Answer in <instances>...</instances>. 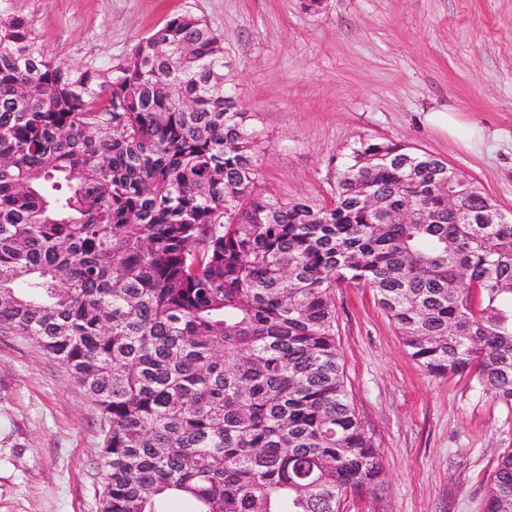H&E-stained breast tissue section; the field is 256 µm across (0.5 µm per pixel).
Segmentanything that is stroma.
Listing matches in <instances>:
<instances>
[{"label": "stroma", "mask_w": 512, "mask_h": 512, "mask_svg": "<svg viewBox=\"0 0 512 512\" xmlns=\"http://www.w3.org/2000/svg\"><path fill=\"white\" fill-rule=\"evenodd\" d=\"M39 40L70 65L123 62L189 13L224 37L239 103L257 113L260 185L330 203L333 167L364 136L423 149L512 213V0H27ZM454 112L455 134L429 119ZM349 395L384 460L344 512H484L512 410L470 374L407 355L369 289L337 286ZM100 413L27 336L0 332V512H99Z\"/></svg>", "instance_id": "35a3bbf8"}]
</instances>
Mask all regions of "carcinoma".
<instances>
[{
    "label": "carcinoma",
    "instance_id": "obj_1",
    "mask_svg": "<svg viewBox=\"0 0 512 512\" xmlns=\"http://www.w3.org/2000/svg\"><path fill=\"white\" fill-rule=\"evenodd\" d=\"M233 84L193 15L75 68L0 0V331L33 337L100 411L101 512H341L375 492L339 284L373 291L426 373L475 366L512 407V217L436 156L362 137L331 204L266 196ZM485 512H512V450Z\"/></svg>",
    "mask_w": 512,
    "mask_h": 512
}]
</instances>
